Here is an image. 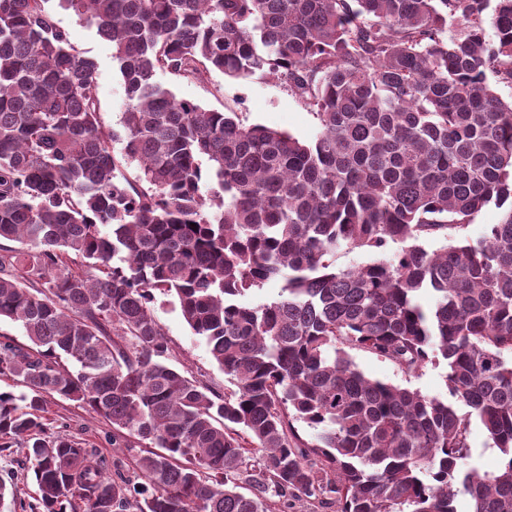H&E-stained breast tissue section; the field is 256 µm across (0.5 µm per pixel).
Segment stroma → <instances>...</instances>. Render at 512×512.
Instances as JSON below:
<instances>
[{
	"instance_id": "35a3bbf8",
	"label": "stroma",
	"mask_w": 512,
	"mask_h": 512,
	"mask_svg": "<svg viewBox=\"0 0 512 512\" xmlns=\"http://www.w3.org/2000/svg\"><path fill=\"white\" fill-rule=\"evenodd\" d=\"M55 21L69 36L70 41L86 52L97 63L99 111L106 126L122 132L124 92L115 62L112 46L102 39L73 12L56 10ZM162 82L172 87L177 97L193 100L210 109L236 113L247 125L260 124L293 134L303 141L312 140L319 128L313 110L304 106L280 80L255 75L246 80H233L223 74H213L209 85L202 86L170 75H162ZM155 316L164 327L173 348L171 363L208 385L216 393H223L230 382L213 361L204 340L195 336L183 320L179 307L170 299L158 298ZM355 366L367 377L419 390L421 393L446 398L448 389L444 364L427 366L418 376H405L392 363L363 351L352 352ZM51 428L67 427L69 433L96 449L105 462L107 472L128 469L138 451L134 448H116L106 440L108 425L98 416L81 408L75 402L58 397L48 398L44 413Z\"/></svg>"
}]
</instances>
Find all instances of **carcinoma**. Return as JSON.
<instances>
[{
    "instance_id": "carcinoma-1",
    "label": "carcinoma",
    "mask_w": 512,
    "mask_h": 512,
    "mask_svg": "<svg viewBox=\"0 0 512 512\" xmlns=\"http://www.w3.org/2000/svg\"><path fill=\"white\" fill-rule=\"evenodd\" d=\"M49 2L0 0V241L20 244L0 321L31 342L0 341V377L26 388L0 389V439L43 512H455L460 492L512 512V101L487 82L512 84V0H57L112 43L119 157L97 64ZM214 72L275 76L319 131L158 80ZM490 203L501 223L474 240ZM343 247L376 258L338 268ZM272 281L274 300L239 302ZM160 296L235 390L169 363ZM352 350L408 376L443 362L454 401L370 379ZM49 396L146 447L132 474L51 430ZM474 419L495 472L469 463Z\"/></svg>"
}]
</instances>
